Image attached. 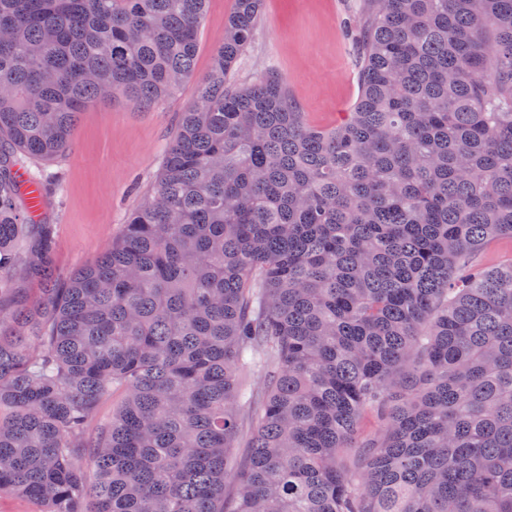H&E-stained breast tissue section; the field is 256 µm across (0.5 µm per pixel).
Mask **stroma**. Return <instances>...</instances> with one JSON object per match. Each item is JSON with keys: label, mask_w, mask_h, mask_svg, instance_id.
I'll list each match as a JSON object with an SVG mask.
<instances>
[{"label": "stroma", "mask_w": 512, "mask_h": 512, "mask_svg": "<svg viewBox=\"0 0 512 512\" xmlns=\"http://www.w3.org/2000/svg\"><path fill=\"white\" fill-rule=\"evenodd\" d=\"M233 6L234 0H209L195 58L197 77L207 75ZM365 9V0H265L232 83L248 85L278 73L310 125L334 126L359 93L353 28ZM194 96L189 84L148 109L112 98L85 105L72 144L45 166L60 181L47 214L60 279L108 250L127 216L152 192L180 114Z\"/></svg>", "instance_id": "1"}]
</instances>
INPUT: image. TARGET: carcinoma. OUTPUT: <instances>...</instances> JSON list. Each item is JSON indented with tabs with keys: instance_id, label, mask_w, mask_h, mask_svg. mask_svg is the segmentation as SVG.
<instances>
[{
	"instance_id": "obj_1",
	"label": "carcinoma",
	"mask_w": 512,
	"mask_h": 512,
	"mask_svg": "<svg viewBox=\"0 0 512 512\" xmlns=\"http://www.w3.org/2000/svg\"><path fill=\"white\" fill-rule=\"evenodd\" d=\"M367 2L359 95L320 129L280 75L228 83L263 6L235 0L152 193L61 280L23 160L91 100L191 81L207 0H0V495L512 512V259L476 260L512 238V0Z\"/></svg>"
}]
</instances>
